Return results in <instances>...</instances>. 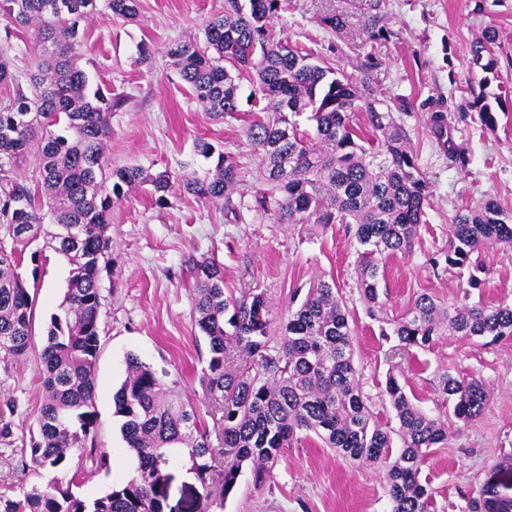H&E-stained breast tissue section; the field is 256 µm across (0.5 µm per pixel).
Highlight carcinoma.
Segmentation results:
<instances>
[{"label": "carcinoma", "instance_id": "1", "mask_svg": "<svg viewBox=\"0 0 512 512\" xmlns=\"http://www.w3.org/2000/svg\"><path fill=\"white\" fill-rule=\"evenodd\" d=\"M285 0H225L224 14L207 21L204 40L170 43L166 56L192 99L217 117L240 111L241 80L248 74V99L265 102L268 119L256 117L245 136L266 163L268 180L284 193L264 194L255 208L274 211L283 224H350L354 227L359 292L370 308L382 305L383 260L411 248L426 223L431 183L413 152L405 128L377 110L370 93L372 67L357 77L314 61V55L277 39L271 22ZM138 0H0L5 21L0 39L11 43L18 29L30 30L35 53L18 72L0 54V86L12 95L0 101V360H26L32 339L33 298L18 269L25 251L41 236L43 220L55 225L49 247L70 264L62 312L51 317L41 350L43 404L37 432L22 453L27 466L58 473L45 487L15 497L0 495V512H164L159 484L176 461L200 483L199 512L224 507L244 467L258 485L284 450L314 435L353 464H369L381 475L391 512H435V490L422 476L433 449L448 444V424L429 415L391 374L387 397L396 426L381 424L365 398L353 361V328L336 283L318 280L303 298L293 295L278 342L270 336L271 303L250 288L242 297L224 293V267L210 260L193 264L191 304L195 326L208 343L203 385L220 413L219 440L200 425L195 409L138 356L126 359V377L113 395L120 432L136 461L135 476L87 501L59 475L106 455L91 445L95 428V365L100 348V260L109 252L106 235L114 201L124 188L150 186L152 202L163 207L172 187L224 204L233 220L240 208L226 196L241 181L238 160L198 141L195 151L216 158L211 177L177 181L164 171L139 166L112 168L106 156L109 119L124 103L112 89L92 86L79 64L84 30L97 19H134ZM498 34L487 30L472 45V61L484 73L496 71ZM486 126L496 110L482 96L473 102ZM308 112L314 123L300 131L296 117ZM367 115L372 133L354 117ZM430 131L452 162L469 159L448 135L447 115L433 112ZM36 160L38 176L26 179L19 164ZM489 245L512 247V211L487 197L455 214L448 248L432 268L464 269ZM383 335L405 353L427 350L442 336L476 339L512 337V305L463 303L442 306L420 295ZM436 387L448 411L469 423L480 417L489 393L482 383L447 371ZM400 448L393 452V438ZM468 512H512V498L484 483L467 500Z\"/></svg>", "mask_w": 512, "mask_h": 512}]
</instances>
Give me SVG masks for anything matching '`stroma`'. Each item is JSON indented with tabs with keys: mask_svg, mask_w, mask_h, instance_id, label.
Listing matches in <instances>:
<instances>
[{
	"mask_svg": "<svg viewBox=\"0 0 512 512\" xmlns=\"http://www.w3.org/2000/svg\"><path fill=\"white\" fill-rule=\"evenodd\" d=\"M224 0H139V16L86 26L83 61L93 84L125 96L113 112L106 153L113 166L138 165L157 173L206 176L215 164L195 151L197 140L235 154L242 182L233 200L253 204L266 188L261 158L245 137V123L204 112L180 82L165 47L202 36ZM343 15L347 27L336 34L322 16ZM499 34L501 78L512 81V0H287L272 22L275 37L311 49L314 55L350 73L373 66L374 97L407 131L432 185L427 224L409 251L384 263L385 311L398 317L422 294L444 305L481 302L512 304V249L489 246L479 253L488 274L480 288L467 285L468 273L432 270L431 257L448 244L450 219L461 206L495 197L512 210V103L498 113L495 128L481 127L474 97L494 96L499 80H484L471 65V46L485 29ZM152 41L151 62L137 59L140 41ZM450 117L451 135L469 155L467 170L455 168L433 138L428 117ZM52 222L43 230L53 231ZM112 249L101 262L100 349L96 363L94 446L108 466L83 465L73 491L90 500L110 486L126 483L136 463L114 415L112 395L126 373V358L137 355L156 371L179 382L178 393L197 409L207 430L219 416L206 399L201 377L208 345L191 312L192 264L204 259L224 266V291L241 295L263 290L272 304L271 333L280 336L292 293L322 276L335 280L354 330V363L362 389L380 421L394 413L383 396L388 374L405 377L420 406L448 419L447 447L434 449L423 468L436 491L437 512H465L470 492L512 457V338H444L417 351L414 363L392 355L382 323L360 297L357 243L345 224H281L274 216L249 213L243 222L226 216L222 205L172 192L166 207L155 206L147 190L133 188L112 207L108 229ZM39 238L35 260L24 261V279H36L33 347L21 363L0 362V413L12 423L10 442L0 441V494L17 496L53 479L49 470L28 469L21 455L42 401L39 353L52 314L64 298L70 266ZM447 370L480 381L489 393L481 416L469 424L448 418L434 385ZM223 512H390L378 470L350 463L311 438L285 449L263 486L243 471Z\"/></svg>",
	"mask_w": 512,
	"mask_h": 512,
	"instance_id": "1",
	"label": "stroma"
}]
</instances>
